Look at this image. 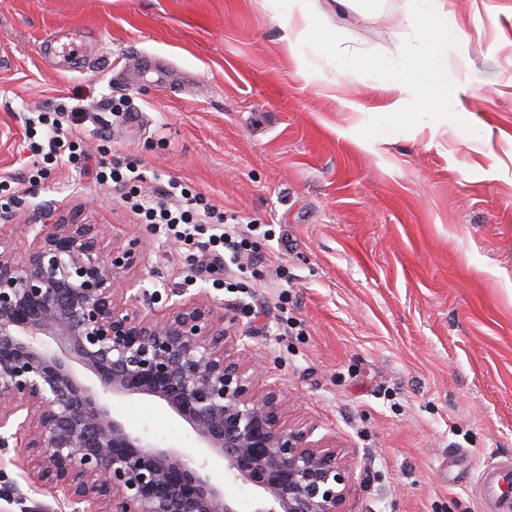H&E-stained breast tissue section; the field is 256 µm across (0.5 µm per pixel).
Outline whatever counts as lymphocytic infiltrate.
<instances>
[{"label":"lymphocytic infiltrate","mask_w":512,"mask_h":512,"mask_svg":"<svg viewBox=\"0 0 512 512\" xmlns=\"http://www.w3.org/2000/svg\"><path fill=\"white\" fill-rule=\"evenodd\" d=\"M75 116V111L61 106L28 118L27 149L35 160L24 175L25 181L34 185L46 179L53 164L86 165L87 157L71 129ZM95 179L120 191L142 223L152 225L155 232L183 246L186 281H193L200 272L219 268L226 258H238L252 248L241 224L226 223L223 212L204 202L201 194L191 188L172 183L159 186L155 194H142L146 177L137 167L104 158L95 162ZM207 224L216 226V233L204 234Z\"/></svg>","instance_id":"f902f5d3"}]
</instances>
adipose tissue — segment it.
<instances>
[{
  "mask_svg": "<svg viewBox=\"0 0 512 512\" xmlns=\"http://www.w3.org/2000/svg\"><path fill=\"white\" fill-rule=\"evenodd\" d=\"M272 11L271 18L280 27V41L285 50L296 60L300 70L322 73L330 70L324 81L327 89H335L338 77L346 69L345 63L336 61L331 54L335 39L329 34L328 15L322 10L319 0H266ZM426 0H410L405 20L415 32L422 46L421 52L406 51L398 74L388 87V96L378 111L391 119L405 117L414 120L416 113L425 112L427 104L418 99L420 88H436L448 79V70L443 66V56L438 50L440 41L448 37L446 17L435 8L426 7ZM319 46L315 56H308L306 47Z\"/></svg>",
  "mask_w": 512,
  "mask_h": 512,
  "instance_id": "obj_1",
  "label": "adipose tissue"
}]
</instances>
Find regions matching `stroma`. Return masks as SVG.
Here are the masks:
<instances>
[{"label":"stroma","instance_id":"stroma-1","mask_svg":"<svg viewBox=\"0 0 512 512\" xmlns=\"http://www.w3.org/2000/svg\"><path fill=\"white\" fill-rule=\"evenodd\" d=\"M440 2L456 27L448 108L388 128L374 107L390 72L352 69L342 96L368 109L344 107L298 70L261 0H0V177L29 161L25 113L81 107L94 150L99 104L124 95L139 120L111 127V158L258 224L254 248L272 261L245 293L206 273L187 284L176 243L67 167L19 189L18 211L50 203L106 237L148 236L138 287L222 303L237 354L285 399L283 421L353 466L347 512H487L475 476L512 459V0ZM404 14L405 0H359L331 21L340 47L394 56L416 44ZM71 42L76 67L56 52ZM113 409L145 442L198 457L156 399ZM0 480L26 496L0 512H70L16 448L0 449Z\"/></svg>","mask_w":512,"mask_h":512}]
</instances>
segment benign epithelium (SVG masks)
<instances>
[{
	"label": "benign epithelium",
	"mask_w": 512,
	"mask_h": 512,
	"mask_svg": "<svg viewBox=\"0 0 512 512\" xmlns=\"http://www.w3.org/2000/svg\"><path fill=\"white\" fill-rule=\"evenodd\" d=\"M32 247L0 240V430L20 440L22 462L66 492L72 512H238L224 484L129 432L108 397L145 395L183 418L202 452L253 487V512H346L354 473L333 446L281 422L279 392L232 353L235 318L209 296L142 289L128 274L147 239L112 241L45 206ZM62 347L46 349L40 337ZM96 378L81 382L70 361Z\"/></svg>",
	"instance_id": "benign-epithelium-1"
}]
</instances>
